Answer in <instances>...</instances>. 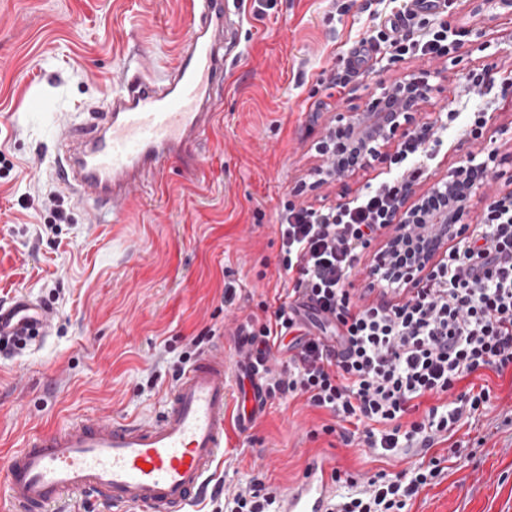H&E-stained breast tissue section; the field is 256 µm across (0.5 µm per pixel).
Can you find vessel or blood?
Segmentation results:
<instances>
[{
    "label": "vessel or blood",
    "mask_w": 512,
    "mask_h": 512,
    "mask_svg": "<svg viewBox=\"0 0 512 512\" xmlns=\"http://www.w3.org/2000/svg\"><path fill=\"white\" fill-rule=\"evenodd\" d=\"M241 0H191V31L178 65L162 76L141 59L137 71L115 89L106 113L89 112L54 162L62 185L79 200L107 202L120 212L134 187L164 164L185 178L201 170L194 146L209 132L212 92L224 84V42L239 44ZM53 311L27 298L0 305V336H43ZM236 360L216 346L183 370L167 408L147 421L79 420L32 439L6 461L12 512H52L66 494H96L114 512H194L224 462L226 388L240 394L237 424L248 430L265 412L270 351H255L239 335ZM333 459L316 456L282 498L281 512H327Z\"/></svg>",
    "instance_id": "obj_1"
}]
</instances>
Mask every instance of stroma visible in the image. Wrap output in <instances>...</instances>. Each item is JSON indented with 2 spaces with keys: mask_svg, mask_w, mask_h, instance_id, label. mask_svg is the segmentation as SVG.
Listing matches in <instances>:
<instances>
[{
  "mask_svg": "<svg viewBox=\"0 0 512 512\" xmlns=\"http://www.w3.org/2000/svg\"><path fill=\"white\" fill-rule=\"evenodd\" d=\"M447 2L449 20L471 19L455 53L398 59L376 43L340 93L332 75L351 43L373 31L365 0H243L240 55L214 93L198 180L164 166L154 183L133 190L117 223L97 224L50 175L57 144L88 108L105 107L125 78L126 56L161 72L177 65L189 0H0V302L24 296L55 313L43 340L0 355V462L30 435L77 418L154 416L185 368L183 356L198 359L197 336L205 348L220 342L233 354L237 325L267 318L284 293L275 228L284 202L343 205L399 171L400 136L342 181L313 184L326 128L391 83L426 75L435 87L417 121L440 144L415 193L478 150L495 173L493 196L512 192V15L477 16L468 0ZM474 68L487 71V90L465 86ZM32 93L49 98L50 109L29 111ZM490 100L497 107L483 137L467 140L468 112ZM228 282L236 287L230 305ZM471 382L489 386L490 408L457 427L465 457H449L445 441L431 448L443 474L406 512H512V373L485 370ZM236 396L229 390L226 484L257 476L284 492L315 455L333 457L359 480L419 459L373 456L323 434L331 415L301 396L270 398L239 433Z\"/></svg>",
  "mask_w": 512,
  "mask_h": 512,
  "instance_id": "obj_1",
  "label": "stroma"
}]
</instances>
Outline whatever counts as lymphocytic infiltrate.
Wrapping results in <instances>:
<instances>
[{
	"label": "lymphocytic infiltrate",
	"mask_w": 512,
	"mask_h": 512,
	"mask_svg": "<svg viewBox=\"0 0 512 512\" xmlns=\"http://www.w3.org/2000/svg\"><path fill=\"white\" fill-rule=\"evenodd\" d=\"M370 17L376 38L395 56L444 57L454 52L463 27L445 12H430L418 0H397ZM400 183L388 182L357 201L314 209L285 203L278 214L281 267L295 280L270 317H249V335L266 347L287 349L288 363L269 390L305 397L328 410L345 443L361 439L381 456L432 447L463 420L486 409L488 389L456 392L479 370L512 369V193L494 200L480 223L466 225L444 258L412 285L388 282L373 268L375 285L400 295L368 305L355 302L350 277L361 256L401 203ZM445 395L422 420L404 423L414 400ZM343 429H336V422ZM362 424L354 435L348 423ZM442 474L439 459L391 475L376 472L364 481L334 473L339 491L328 512H404L409 500ZM282 493L259 478L225 488L213 512H278Z\"/></svg>",
	"instance_id": "1"
}]
</instances>
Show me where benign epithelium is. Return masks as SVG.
Returning <instances> with one entry per match:
<instances>
[{"instance_id":"7a95c632","label":"benign epithelium","mask_w":512,"mask_h":512,"mask_svg":"<svg viewBox=\"0 0 512 512\" xmlns=\"http://www.w3.org/2000/svg\"><path fill=\"white\" fill-rule=\"evenodd\" d=\"M430 91V85L423 78L400 81L384 90L364 111L326 130L316 145L317 152L324 157L321 170L339 178L376 154L378 146L389 143L396 135L419 136L415 113ZM333 133L348 136V151L343 156L339 150L327 148V139ZM491 182L492 173L485 164L475 175L472 166L467 165L437 181L406 210L396 212L381 263L388 264L394 250L411 237L418 239L422 249L419 253L421 267L433 266L448 244L449 229L459 224L467 212L471 195L488 193Z\"/></svg>"}]
</instances>
